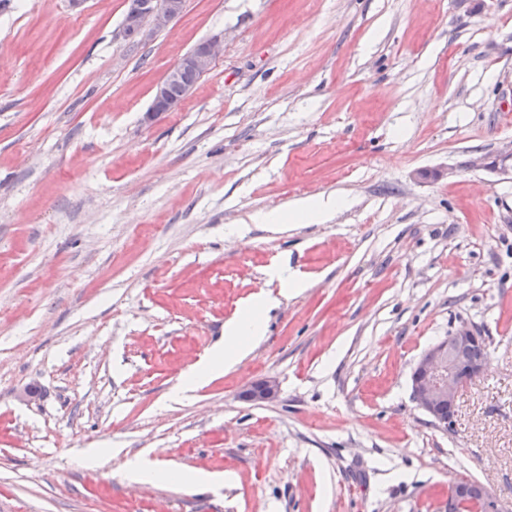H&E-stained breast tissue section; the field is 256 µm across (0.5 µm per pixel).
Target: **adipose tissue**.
Here are the masks:
<instances>
[{
    "mask_svg": "<svg viewBox=\"0 0 512 512\" xmlns=\"http://www.w3.org/2000/svg\"><path fill=\"white\" fill-rule=\"evenodd\" d=\"M346 202L341 198L306 199L297 203L288 212H276L265 215L264 223L313 224L325 220L329 213L344 208ZM276 298L259 294L241 310L237 318L224 326V340L213 347L207 356L190 366L180 377L179 384L172 394L173 399H181L195 391L207 381L223 375L245 358L256 340L264 333V312L275 304ZM131 481H151L155 479L178 478L185 485L193 486L211 482V474L204 472L180 473L168 466H161L158 461L140 457L132 462L128 469Z\"/></svg>",
    "mask_w": 512,
    "mask_h": 512,
    "instance_id": "adipose-tissue-1",
    "label": "adipose tissue"
}]
</instances>
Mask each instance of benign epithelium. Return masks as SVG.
<instances>
[{
	"mask_svg": "<svg viewBox=\"0 0 512 512\" xmlns=\"http://www.w3.org/2000/svg\"><path fill=\"white\" fill-rule=\"evenodd\" d=\"M185 0H142L140 6L138 37L144 38L166 29L183 12ZM224 41L210 38L200 42L169 68L156 85L150 113L158 115L166 106V85L185 72L193 71L205 75L223 51ZM484 336L475 327L462 326L430 349L417 362L411 379L412 397L419 408L426 412L433 423L446 431L451 427L439 413L440 405L456 406L462 388L485 368L486 362L461 368L454 357L455 350L482 340ZM278 384L273 379H264L250 385L240 395L246 402L270 403L278 398ZM477 502L480 512H512V503L495 490L481 487Z\"/></svg>",
	"mask_w": 512,
	"mask_h": 512,
	"instance_id": "7a95c632",
	"label": "benign epithelium"
}]
</instances>
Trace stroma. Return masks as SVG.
Wrapping results in <instances>:
<instances>
[{
	"label": "stroma",
	"instance_id": "35a3bbf8",
	"mask_svg": "<svg viewBox=\"0 0 512 512\" xmlns=\"http://www.w3.org/2000/svg\"><path fill=\"white\" fill-rule=\"evenodd\" d=\"M127 6L0 8V512H448L461 476L512 501V0H186L135 43ZM321 195L349 205L253 221ZM263 290L248 356L170 401ZM463 325L486 369L445 432L411 375ZM147 451L224 484L126 480ZM224 41L210 38L200 42L191 51L185 54L174 66L169 68L156 85L153 95L151 114L158 115L166 106V85L169 81L178 79L185 72H196L200 78L205 75L223 51ZM278 384L273 379H264L250 385L240 395V398L246 402L252 403H270L278 398Z\"/></svg>",
	"mask_w": 512,
	"mask_h": 512
}]
</instances>
